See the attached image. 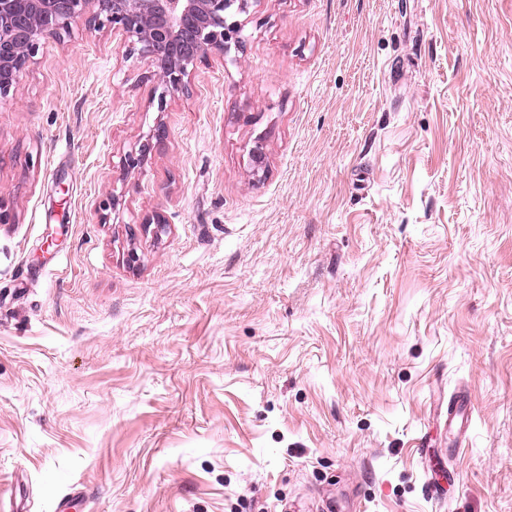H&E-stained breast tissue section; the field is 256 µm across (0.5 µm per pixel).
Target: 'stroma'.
<instances>
[{"label":"stroma","mask_w":512,"mask_h":512,"mask_svg":"<svg viewBox=\"0 0 512 512\" xmlns=\"http://www.w3.org/2000/svg\"><path fill=\"white\" fill-rule=\"evenodd\" d=\"M241 19L163 105L82 20L0 99V512H512V0ZM473 404L469 392L459 391L448 398V433L455 439L464 437L472 424Z\"/></svg>","instance_id":"obj_1"}]
</instances>
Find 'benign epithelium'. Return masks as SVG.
I'll return each instance as SVG.
<instances>
[{
  "label": "benign epithelium",
  "mask_w": 512,
  "mask_h": 512,
  "mask_svg": "<svg viewBox=\"0 0 512 512\" xmlns=\"http://www.w3.org/2000/svg\"><path fill=\"white\" fill-rule=\"evenodd\" d=\"M247 7L248 0H0V99L29 68L43 40L70 34L83 18L120 33L127 52L153 58L162 105L188 91L198 61L241 47L242 22L235 15ZM154 137L125 156L127 168L139 167L163 134Z\"/></svg>",
  "instance_id": "7a95c632"
}]
</instances>
